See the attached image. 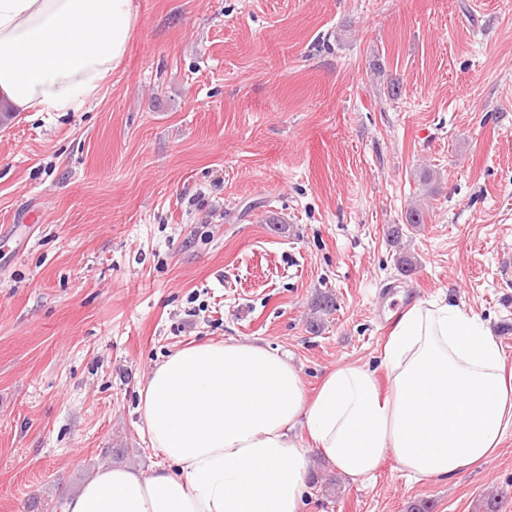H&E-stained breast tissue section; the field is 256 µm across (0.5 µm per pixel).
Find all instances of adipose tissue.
Masks as SVG:
<instances>
[{
	"instance_id": "ef3b65f1",
	"label": "adipose tissue",
	"mask_w": 512,
	"mask_h": 512,
	"mask_svg": "<svg viewBox=\"0 0 512 512\" xmlns=\"http://www.w3.org/2000/svg\"><path fill=\"white\" fill-rule=\"evenodd\" d=\"M133 0H0V111L80 112L123 64ZM389 387L348 364L315 395L257 343L204 342L148 372L142 426L165 467L107 466L65 512H301L310 452L357 481L393 455L412 480L490 459L512 429L501 348L475 316L418 304L383 347Z\"/></svg>"
}]
</instances>
